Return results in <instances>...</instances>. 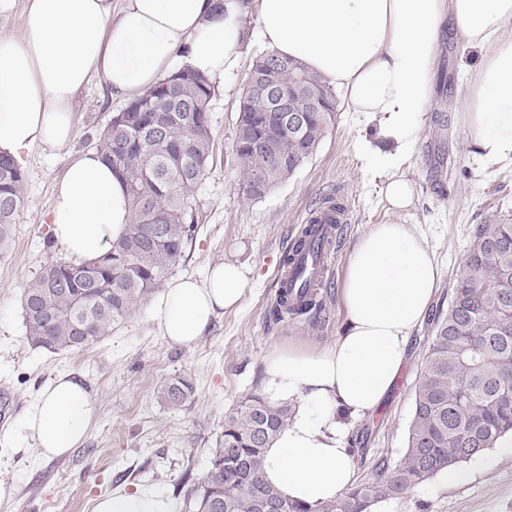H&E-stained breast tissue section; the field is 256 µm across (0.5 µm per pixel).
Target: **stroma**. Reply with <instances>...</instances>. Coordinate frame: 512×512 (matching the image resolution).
<instances>
[{
    "instance_id": "1",
    "label": "stroma",
    "mask_w": 512,
    "mask_h": 512,
    "mask_svg": "<svg viewBox=\"0 0 512 512\" xmlns=\"http://www.w3.org/2000/svg\"><path fill=\"white\" fill-rule=\"evenodd\" d=\"M246 28L238 70L215 87L213 157L197 189L200 222L172 274L199 277L208 267L233 262L244 268L248 287L240 306L222 313L193 345H169L157 332L148 302L84 349L51 353L28 343L20 297L41 266L59 255L48 219L56 183L71 154L94 148L97 133L124 100L111 97L104 81L93 78L79 97L72 140L53 151L37 146L28 153L24 206L11 251L0 257V396L17 403L0 423V438L13 433L48 382L64 374L85 384L98 415L86 440L63 457L43 458L30 440L0 447V484L11 491L0 499V512H93L102 495L140 488L161 492L173 510L175 482L183 473L195 477L204 471L225 414L261 388L268 352L288 344L319 349L342 334L347 264L372 225L409 224L424 237L440 267L433 303L444 306L477 226L512 213V167L484 165L466 143L459 121L468 83L463 66L477 54L450 34L440 45L438 85L426 123L402 167L413 188L412 207L388 208L382 179L359 150L361 137L374 130L342 109L307 162L265 197L248 199L235 158V128L253 62L266 46L254 18H247ZM328 198L347 204L351 221L334 242L335 272L319 291L320 308L273 322L269 309L282 259L306 217ZM429 328L425 322L411 334L393 391L374 412L351 423L356 480H368L378 463H395L404 453ZM178 376L195 388L194 398L181 407L161 395L162 385ZM465 468V482L444 485L435 478L403 499L379 503L375 512H512V447L494 446Z\"/></svg>"
}]
</instances>
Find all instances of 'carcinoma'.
Segmentation results:
<instances>
[{"label":"carcinoma","instance_id":"obj_1","mask_svg":"<svg viewBox=\"0 0 512 512\" xmlns=\"http://www.w3.org/2000/svg\"><path fill=\"white\" fill-rule=\"evenodd\" d=\"M255 71L271 72L292 88L307 112L305 134L291 138L267 117V102L251 85L242 93L235 151L249 199L264 197L318 149L336 120V92L302 63L262 53ZM212 82L181 67L142 91L112 116L95 149L126 184L132 222L103 253L76 265L48 260L21 294L27 340L49 352L80 350L123 324L178 265L199 220L196 190L213 154ZM26 172L0 157V255L8 253L23 207ZM309 230L295 239L285 264L311 248ZM423 367L415 388L407 448L396 463L327 503L283 496L263 479L265 452L288 425L291 407L259 390L224 416V431L201 478L177 484L194 512H372L417 486L494 447L512 433V215L475 230L460 263L448 307L431 318ZM172 405L194 397L176 377L161 389Z\"/></svg>","mask_w":512,"mask_h":512}]
</instances>
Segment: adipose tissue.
I'll return each instance as SVG.
<instances>
[{"label":"adipose tissue","mask_w":512,"mask_h":512,"mask_svg":"<svg viewBox=\"0 0 512 512\" xmlns=\"http://www.w3.org/2000/svg\"><path fill=\"white\" fill-rule=\"evenodd\" d=\"M251 12L265 44L342 90L347 111L375 126L362 146L386 177L392 209L413 203L401 167L434 96L444 29L479 53L461 115L466 141L485 165H512V0H122L118 8L112 0H29L22 38L0 37V154L20 163L34 145L66 144L78 97L94 77L122 99L180 63L223 81L241 60ZM49 218L57 248L81 262L125 233L127 188L97 151L78 153ZM438 281L434 254L410 225H373L346 269L344 332L325 348L268 354L264 390L289 402L292 415L266 450L263 476L285 497L325 503L353 481L349 422L390 393ZM247 284L242 269L224 263L201 280H170L152 309L159 335L174 346L197 342ZM96 414L81 382L63 375L46 385L24 429L44 457L58 458L86 440ZM94 512L167 510L143 489L100 497Z\"/></svg>","instance_id":"1"}]
</instances>
